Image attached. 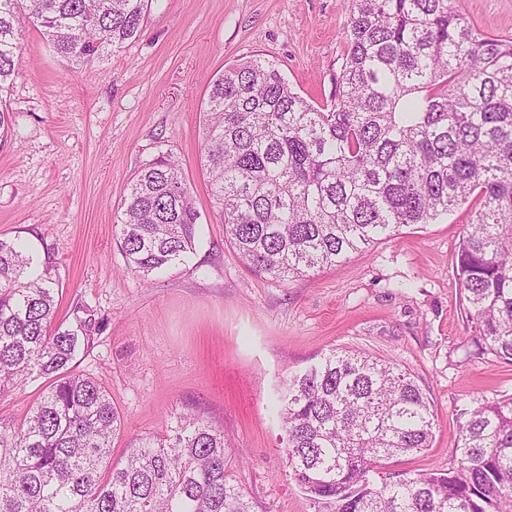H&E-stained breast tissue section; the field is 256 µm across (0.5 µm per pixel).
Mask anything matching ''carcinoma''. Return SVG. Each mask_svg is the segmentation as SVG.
Here are the masks:
<instances>
[{"mask_svg":"<svg viewBox=\"0 0 512 512\" xmlns=\"http://www.w3.org/2000/svg\"><path fill=\"white\" fill-rule=\"evenodd\" d=\"M149 0H0V99L24 30L77 65L140 36ZM201 161L224 233L261 274L334 266L403 226L466 208L455 258L467 317L512 361V38L487 34L456 0H351L330 100L314 105L262 55L211 83ZM127 272L186 263L201 218L178 162L144 163L121 203ZM58 283L19 241L0 239V397L42 378L19 419L0 416V512H252L224 430L196 415L130 440L73 362L95 319L56 321ZM292 478L315 512H512V397L470 413L445 473L387 474L430 447L436 413L414 376L332 348L275 404Z\"/></svg>","mask_w":512,"mask_h":512,"instance_id":"obj_1","label":"carcinoma"}]
</instances>
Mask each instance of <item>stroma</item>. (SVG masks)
I'll return each mask as SVG.
<instances>
[{
  "instance_id": "1",
  "label": "stroma",
  "mask_w": 512,
  "mask_h": 512,
  "mask_svg": "<svg viewBox=\"0 0 512 512\" xmlns=\"http://www.w3.org/2000/svg\"><path fill=\"white\" fill-rule=\"evenodd\" d=\"M350 0H154L140 37L75 68L26 29L0 141V236L50 257L58 317L99 329L76 367L131 437L183 414L223 428L252 512H313L287 465L271 404L289 376L332 348L408 370L437 414L431 448L392 473L448 470L470 412L512 395V362L484 351L463 307L455 256L467 220L404 227L345 261L279 281L247 267L200 165L212 80L259 54L320 104L335 91ZM480 30L512 37V0H459ZM175 157L201 213L185 265L143 283L125 270L115 224L127 185L159 153Z\"/></svg>"
}]
</instances>
